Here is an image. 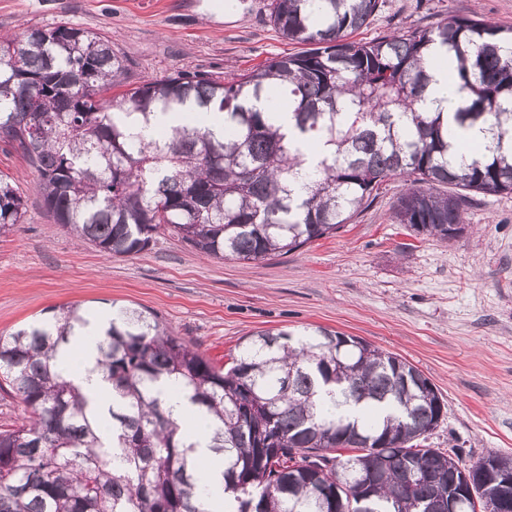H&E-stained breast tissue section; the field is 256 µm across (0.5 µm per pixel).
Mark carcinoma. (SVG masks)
Instances as JSON below:
<instances>
[{
  "label": "carcinoma",
  "instance_id": "obj_1",
  "mask_svg": "<svg viewBox=\"0 0 512 512\" xmlns=\"http://www.w3.org/2000/svg\"><path fill=\"white\" fill-rule=\"evenodd\" d=\"M382 0H268V23L298 52L229 80L190 71L114 94L127 54L70 23L0 37V138L35 169L55 223L112 258L166 233L199 254L253 262L335 236L401 177L393 217L452 241L468 195L512 193V27L454 16L424 29L351 40ZM455 56L453 124L421 111L436 46ZM279 88L297 136L261 109ZM193 103L224 115V132L184 125L135 140L147 124ZM480 125L483 153L457 156L458 131ZM333 147L301 174V144ZM450 185L455 192L440 190ZM19 188L0 175V234L24 223ZM89 313L52 315L0 335V389L25 418L0 428V512H202L205 485L179 424L153 387L172 380L212 418L233 512H431L441 493L505 499L512 457L468 466L426 437L445 403L413 365L327 328L252 333L217 364L153 313L112 309L97 366L112 384V438L85 394L54 368Z\"/></svg>",
  "mask_w": 512,
  "mask_h": 512
}]
</instances>
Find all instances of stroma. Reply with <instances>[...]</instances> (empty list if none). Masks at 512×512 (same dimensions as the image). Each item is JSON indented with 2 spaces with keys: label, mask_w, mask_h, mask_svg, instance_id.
Wrapping results in <instances>:
<instances>
[{
  "label": "stroma",
  "mask_w": 512,
  "mask_h": 512,
  "mask_svg": "<svg viewBox=\"0 0 512 512\" xmlns=\"http://www.w3.org/2000/svg\"><path fill=\"white\" fill-rule=\"evenodd\" d=\"M267 0H0V32L70 22L104 33L128 55L136 86L179 71L233 77L290 46L270 26ZM453 16L512 27V0H385L358 31L370 40ZM0 172L24 193L27 214L0 235V334L51 308L152 311L221 363L262 329L322 326L360 337L418 368L448 405L426 446L472 463L512 457V194L477 195L452 242L392 218L403 181L336 236L266 260L204 257L178 237L106 257L77 242L46 211L32 168L0 140Z\"/></svg>",
  "instance_id": "35a3bbf8"
}]
</instances>
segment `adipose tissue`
Segmentation results:
<instances>
[{
  "label": "adipose tissue",
  "instance_id": "adipose-tissue-1",
  "mask_svg": "<svg viewBox=\"0 0 512 512\" xmlns=\"http://www.w3.org/2000/svg\"><path fill=\"white\" fill-rule=\"evenodd\" d=\"M108 327L106 321L94 319L62 346L56 356V366L62 375L73 381L93 400V407L101 419H108L112 402V388L96 366L97 345ZM164 407L187 430L194 443L193 454L201 463L207 480L208 491L203 501L205 512H223L224 509V459L209 446L207 423L189 398L188 393L172 391L167 384H160Z\"/></svg>",
  "mask_w": 512,
  "mask_h": 512
}]
</instances>
